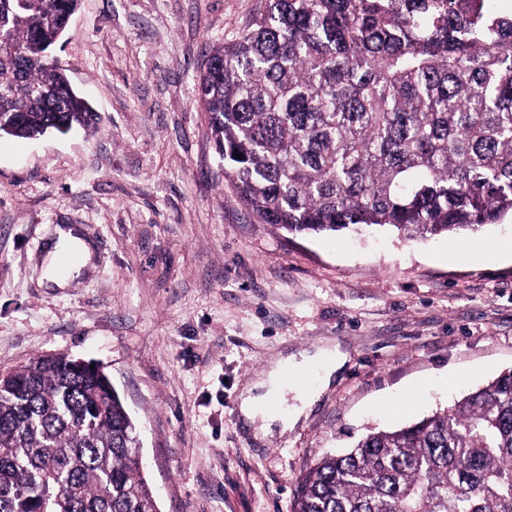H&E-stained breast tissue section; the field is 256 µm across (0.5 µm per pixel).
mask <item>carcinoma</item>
I'll use <instances>...</instances> for the list:
<instances>
[{
	"label": "carcinoma",
	"instance_id": "obj_1",
	"mask_svg": "<svg viewBox=\"0 0 512 512\" xmlns=\"http://www.w3.org/2000/svg\"><path fill=\"white\" fill-rule=\"evenodd\" d=\"M494 2L265 0L198 76L237 197L290 234L512 215V12ZM77 5L0 0V135L98 120L47 55ZM0 512H158L106 374L58 353L0 375ZM292 512H512V369L322 458Z\"/></svg>",
	"mask_w": 512,
	"mask_h": 512
}]
</instances>
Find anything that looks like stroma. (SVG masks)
<instances>
[{"mask_svg": "<svg viewBox=\"0 0 512 512\" xmlns=\"http://www.w3.org/2000/svg\"><path fill=\"white\" fill-rule=\"evenodd\" d=\"M264 0H80L53 56L99 120L0 137V374L96 363L139 428L159 512H291L300 476L512 368V217L410 240L292 236L224 177L197 94L213 45ZM92 259L41 281L55 226ZM335 345L340 375L288 431L242 418L277 354Z\"/></svg>", "mask_w": 512, "mask_h": 512, "instance_id": "stroma-1", "label": "stroma"}]
</instances>
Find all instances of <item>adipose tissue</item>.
<instances>
[{
    "label": "adipose tissue",
    "mask_w": 512,
    "mask_h": 512,
    "mask_svg": "<svg viewBox=\"0 0 512 512\" xmlns=\"http://www.w3.org/2000/svg\"><path fill=\"white\" fill-rule=\"evenodd\" d=\"M65 252L73 253L75 261L71 266L72 271H80L86 266L91 257L89 247L82 241L73 228H61L57 231V239L48 253V264L44 271L45 279L54 283L57 287H64L66 284L65 276L56 272V260ZM293 359L288 355H279L272 361L270 370L266 379L260 381V391L258 394H250L244 397L240 404V412L247 421H260V430L262 433H269L273 426L289 428L302 416L304 409L310 408L317 398L316 392H309L302 400L301 408L294 411L272 412L264 410L263 405L269 400L279 398L285 389V383L282 377L284 368L292 364Z\"/></svg>",
    "instance_id": "ef3b65f1"
}]
</instances>
